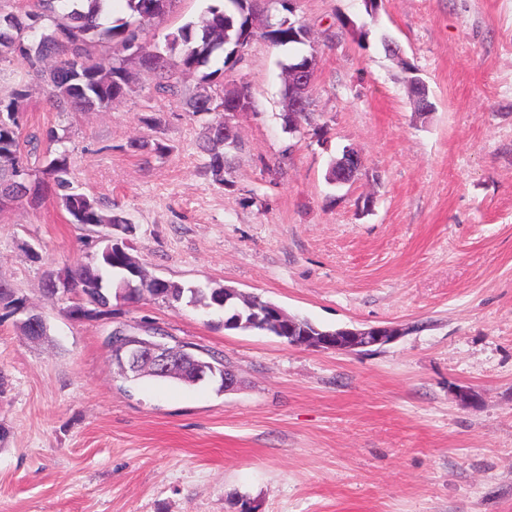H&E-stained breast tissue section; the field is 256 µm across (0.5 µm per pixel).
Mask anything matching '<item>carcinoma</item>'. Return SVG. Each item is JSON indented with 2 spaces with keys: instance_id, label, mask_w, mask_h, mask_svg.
Returning a JSON list of instances; mask_svg holds the SVG:
<instances>
[{
  "instance_id": "1",
  "label": "carcinoma",
  "mask_w": 512,
  "mask_h": 512,
  "mask_svg": "<svg viewBox=\"0 0 512 512\" xmlns=\"http://www.w3.org/2000/svg\"><path fill=\"white\" fill-rule=\"evenodd\" d=\"M112 0H40L41 13H26L19 16L24 26L15 29L0 27V57L11 55L34 67L43 60L60 56L50 69L41 72L49 87L50 99L56 111L90 112L108 107L115 100L133 92L129 79V66L139 63L156 78V93L180 99L179 77L196 72L201 63L215 52L223 55V66L240 63L246 44L240 42L239 25L233 4L209 5L207 19L196 29L191 23L170 33L167 50L176 54V59L159 51L148 49L142 42L145 26L162 16L172 0H125L128 14L112 17L106 8ZM266 12L265 31L260 36L276 46H293L294 24L283 18L271 22V11L277 9L281 0H262ZM33 37L24 40V34ZM108 45L112 58L104 63L98 58L97 47ZM218 71L202 75L195 93L182 101L186 111L193 114L215 112L217 118L209 127L205 151L208 154L206 173L212 182L224 185L227 169L224 149V113L237 109L230 99L224 98V90L213 88ZM25 91L19 89L7 104H0V192L10 188L21 169H32V158L40 156L41 145L51 156L41 170L43 178L52 184L56 197L72 216L73 223L85 226L96 224H123L125 220L112 214V208L102 201L77 192L70 180L71 158L65 151L53 149L65 142V133L51 127L43 137H31L29 149L20 146L19 101ZM134 152L149 151L159 157L168 154L171 146L159 140L154 143L133 141ZM137 267L129 246L112 249L102 246L90 262L80 264L64 272H49L46 280L48 292L53 284L66 287L67 292L79 293V301L70 307V314L77 317L98 316L102 309L111 305L112 299L138 302L151 299L172 309L204 301L207 308L230 317L224 310V286L217 284L209 288H193L170 280L155 281L141 279V287L124 291L125 279L131 269Z\"/></svg>"
}]
</instances>
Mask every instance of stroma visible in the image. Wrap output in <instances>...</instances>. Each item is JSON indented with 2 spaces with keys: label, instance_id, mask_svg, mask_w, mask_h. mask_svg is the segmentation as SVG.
Wrapping results in <instances>:
<instances>
[{
  "label": "stroma",
  "instance_id": "1",
  "mask_svg": "<svg viewBox=\"0 0 512 512\" xmlns=\"http://www.w3.org/2000/svg\"><path fill=\"white\" fill-rule=\"evenodd\" d=\"M209 3L174 0L150 48ZM293 17L313 46L256 37L224 73L252 98L224 188L204 173L211 115L157 94L147 70L109 108L61 114L38 69L7 58L0 98L27 87L23 137L67 127L74 186L131 223L112 233L150 275L226 284L324 329L412 332L356 355L149 299L72 319L45 274L91 261L99 235L44 187L0 207V279L48 327L28 339L0 309V512H512V0H296ZM311 48L310 127L292 134L284 67ZM152 139L172 152L127 150ZM347 148L357 177L328 183ZM119 325L222 355L237 387L123 386L104 345Z\"/></svg>",
  "mask_w": 512,
  "mask_h": 512
}]
</instances>
